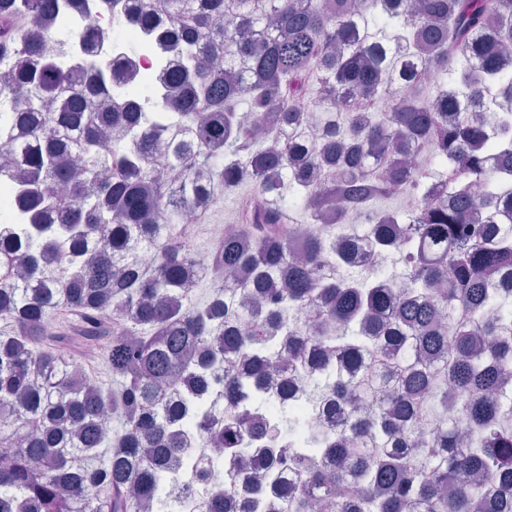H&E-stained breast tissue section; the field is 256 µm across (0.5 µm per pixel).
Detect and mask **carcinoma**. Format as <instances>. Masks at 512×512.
<instances>
[{
	"label": "carcinoma",
	"instance_id": "1",
	"mask_svg": "<svg viewBox=\"0 0 512 512\" xmlns=\"http://www.w3.org/2000/svg\"><path fill=\"white\" fill-rule=\"evenodd\" d=\"M156 12L179 58L168 92L91 112L73 91L56 119L45 107L71 69L43 34L62 51L71 36L52 0H0V135L25 134L29 220L0 222V512H178L175 484L214 495L211 512H255L278 479L252 474L258 448L295 466L280 512H512V197L473 215L486 148L502 142L512 167V121L476 112L485 82L512 94V0H154L115 31L152 29ZM18 16L35 68L8 63ZM310 94L321 108L299 110ZM420 152L434 175L406 162ZM243 186L268 204L244 200L208 261L248 280L197 304L175 228L193 200ZM401 187L420 196L409 217L388 206ZM54 206L60 222L43 223ZM351 212L372 215L375 266L334 230L290 236ZM55 249L64 261L39 266ZM62 309L86 339L112 335L116 388L60 356L45 323ZM284 364L307 376L302 409L266 388ZM323 407L326 430L310 419ZM195 426L245 483L206 486Z\"/></svg>",
	"mask_w": 512,
	"mask_h": 512
}]
</instances>
